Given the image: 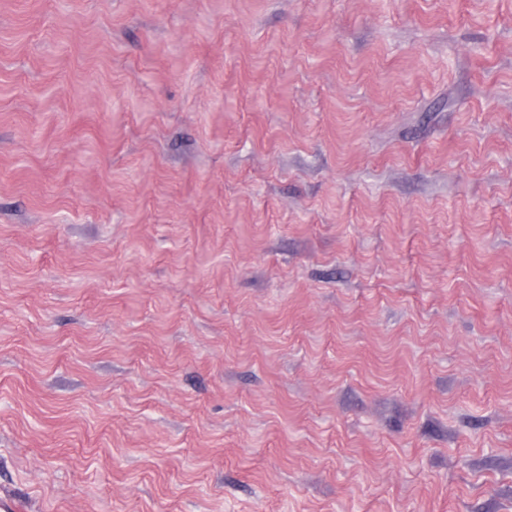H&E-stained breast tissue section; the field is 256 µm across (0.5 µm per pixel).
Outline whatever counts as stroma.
Returning a JSON list of instances; mask_svg holds the SVG:
<instances>
[{
  "label": "stroma",
  "instance_id": "obj_1",
  "mask_svg": "<svg viewBox=\"0 0 512 512\" xmlns=\"http://www.w3.org/2000/svg\"><path fill=\"white\" fill-rule=\"evenodd\" d=\"M512 512V0H0V492Z\"/></svg>",
  "mask_w": 512,
  "mask_h": 512
}]
</instances>
